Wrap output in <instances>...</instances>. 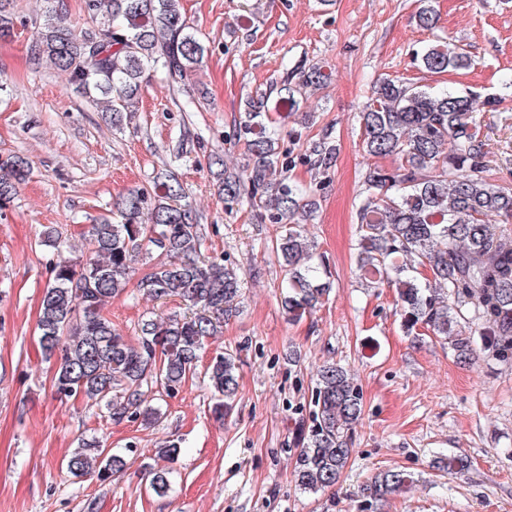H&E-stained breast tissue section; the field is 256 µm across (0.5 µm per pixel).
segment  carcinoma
Wrapping results in <instances>:
<instances>
[{"instance_id":"1","label":"carcinoma","mask_w":512,"mask_h":512,"mask_svg":"<svg viewBox=\"0 0 512 512\" xmlns=\"http://www.w3.org/2000/svg\"><path fill=\"white\" fill-rule=\"evenodd\" d=\"M92 26L80 30L48 16L36 31L31 53L45 59L115 125L134 112L148 71L182 86L202 64L206 48L182 12L181 0H84ZM427 72L465 68L471 59L450 44L428 46L418 58ZM315 66L284 77L277 105L267 97L249 100L245 119L230 139L244 145L246 163L231 172L215 157L213 176L227 204L247 203L257 218L276 226L273 250L284 268V307L298 318L329 298L331 271L303 221L314 202L307 189L287 181L288 155L280 151L273 114L299 108L304 89L324 84ZM470 93L434 91L424 85L384 78L373 85L359 112L362 146L372 162L364 176L358 215L357 270L372 288L387 282L397 289L402 326L420 328L445 341L460 358L482 345L499 358L512 355V246L507 230L490 223L512 220V189L481 175L483 140L473 122ZM335 148L316 144L310 163L332 166ZM395 159L384 168L375 159ZM30 174L20 156L0 159V206L10 203ZM87 254L52 267L42 291L40 345L57 358V395L81 398L115 422L158 417L149 405L153 389L181 386L195 370L204 342L222 333L237 313L240 275L219 257H206L196 212L170 172L128 190L109 213L92 219L84 232ZM155 254L137 288L154 300H179L187 314L141 323L137 345L130 344L104 309L122 293L140 255ZM238 364L231 353L207 367L215 390L212 411L222 420L239 392ZM313 409L295 421L298 449L296 486L316 493L336 485L352 449L348 432L362 412V394L348 371L327 363L319 371ZM97 441L82 443L66 461L75 477L95 474L105 483L124 468L116 455L103 456ZM450 472L465 470L462 455L439 458ZM412 482L402 470L381 471L367 486L385 499Z\"/></svg>"}]
</instances>
